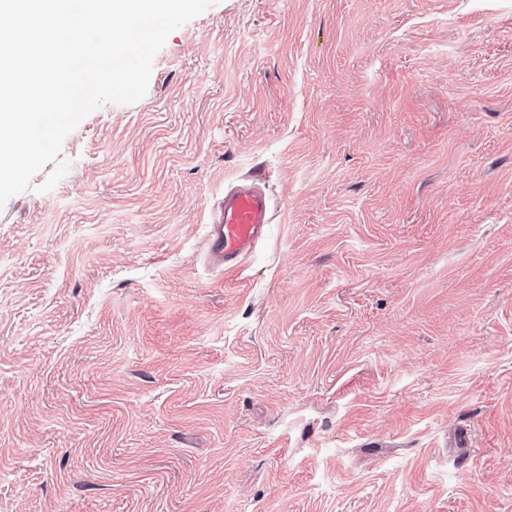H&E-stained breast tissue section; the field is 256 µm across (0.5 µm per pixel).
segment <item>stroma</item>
<instances>
[{
  "label": "stroma",
  "mask_w": 512,
  "mask_h": 512,
  "mask_svg": "<svg viewBox=\"0 0 512 512\" xmlns=\"http://www.w3.org/2000/svg\"><path fill=\"white\" fill-rule=\"evenodd\" d=\"M60 157L0 207V512H512V0H216ZM256 181L257 175L251 183L229 190L210 225L207 252L225 272L235 270L255 251L270 224V202Z\"/></svg>",
  "instance_id": "obj_1"
}]
</instances>
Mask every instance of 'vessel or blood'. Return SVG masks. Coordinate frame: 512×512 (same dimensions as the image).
Here are the masks:
<instances>
[{"mask_svg": "<svg viewBox=\"0 0 512 512\" xmlns=\"http://www.w3.org/2000/svg\"><path fill=\"white\" fill-rule=\"evenodd\" d=\"M271 220L270 202L255 183L229 190L208 232L207 252L225 271L235 270L263 239Z\"/></svg>", "mask_w": 512, "mask_h": 512, "instance_id": "obj_1", "label": "vessel or blood"}]
</instances>
